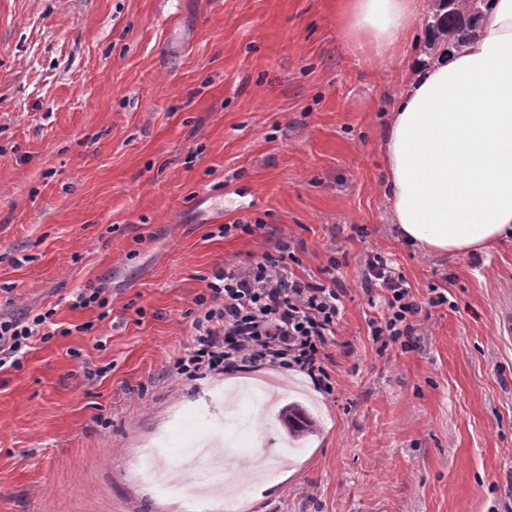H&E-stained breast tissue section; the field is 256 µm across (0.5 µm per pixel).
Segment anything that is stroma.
<instances>
[{
	"mask_svg": "<svg viewBox=\"0 0 512 512\" xmlns=\"http://www.w3.org/2000/svg\"><path fill=\"white\" fill-rule=\"evenodd\" d=\"M341 0H0V313L56 308L60 333L0 372V512H202L142 461L221 379L172 372L208 277L291 242L297 277L338 259L335 392L294 370L259 403L271 451L303 401L319 421L242 512H512V238L476 255L405 243L382 144L406 62L368 64ZM262 224L222 238L219 225ZM424 303L411 348L379 351L369 252ZM104 284L108 315L72 306ZM446 305L431 307V287ZM90 323L84 333L81 323Z\"/></svg>",
	"mask_w": 512,
	"mask_h": 512,
	"instance_id": "35a3bbf8",
	"label": "stroma"
}]
</instances>
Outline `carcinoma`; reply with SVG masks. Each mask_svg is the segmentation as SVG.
Masks as SVG:
<instances>
[{
  "mask_svg": "<svg viewBox=\"0 0 512 512\" xmlns=\"http://www.w3.org/2000/svg\"><path fill=\"white\" fill-rule=\"evenodd\" d=\"M434 11L428 15L426 27L430 33L426 49L434 54L440 43L460 48L473 38L482 20L483 0H433ZM278 419L288 430V436L299 441L318 431V421L299 402L284 405Z\"/></svg>",
  "mask_w": 512,
  "mask_h": 512,
  "instance_id": "carcinoma-1",
  "label": "carcinoma"
}]
</instances>
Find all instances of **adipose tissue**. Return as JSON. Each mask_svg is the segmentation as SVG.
<instances>
[{"mask_svg":"<svg viewBox=\"0 0 512 512\" xmlns=\"http://www.w3.org/2000/svg\"><path fill=\"white\" fill-rule=\"evenodd\" d=\"M428 0H343L344 38L382 63L409 57ZM478 34L406 69L383 153L402 238L483 252L512 235V0H485Z\"/></svg>","mask_w":512,"mask_h":512,"instance_id":"adipose-tissue-1","label":"adipose tissue"}]
</instances>
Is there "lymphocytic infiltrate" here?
<instances>
[{
	"label": "lymphocytic infiltrate",
	"instance_id": "f902f5d3",
	"mask_svg": "<svg viewBox=\"0 0 512 512\" xmlns=\"http://www.w3.org/2000/svg\"><path fill=\"white\" fill-rule=\"evenodd\" d=\"M294 253L277 241L273 251L247 264H225L214 272L199 295L192 342L173 367L196 379L260 365L306 373L315 387L333 394L329 345L341 315L345 289L335 280H304L290 271ZM363 280L378 288L384 313L369 323L370 334L383 346H409L422 314L405 276L389 259L369 253ZM55 309L25 318L0 314V369L16 368L36 341H47Z\"/></svg>",
	"mask_w": 512,
	"mask_h": 512
}]
</instances>
